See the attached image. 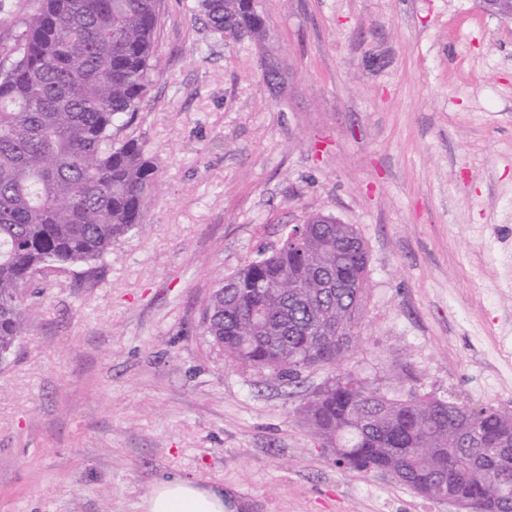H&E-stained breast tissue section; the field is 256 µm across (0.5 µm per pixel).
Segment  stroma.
<instances>
[{
    "label": "stroma",
    "instance_id": "stroma-1",
    "mask_svg": "<svg viewBox=\"0 0 512 512\" xmlns=\"http://www.w3.org/2000/svg\"><path fill=\"white\" fill-rule=\"evenodd\" d=\"M194 3L162 0L164 74L131 126L159 170L143 223L30 289L0 365V512H143L172 476L233 512H459L338 468L296 412L341 373L512 409V20L262 0L264 37L223 40ZM313 212L368 251L351 346L293 383L226 363L200 333L217 278Z\"/></svg>",
    "mask_w": 512,
    "mask_h": 512
}]
</instances>
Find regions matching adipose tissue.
<instances>
[{
  "mask_svg": "<svg viewBox=\"0 0 512 512\" xmlns=\"http://www.w3.org/2000/svg\"><path fill=\"white\" fill-rule=\"evenodd\" d=\"M144 512H226L224 493L175 478L158 484L143 504Z\"/></svg>",
  "mask_w": 512,
  "mask_h": 512,
  "instance_id": "ef3b65f1",
  "label": "adipose tissue"
}]
</instances>
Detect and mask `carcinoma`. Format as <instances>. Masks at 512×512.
Returning a JSON list of instances; mask_svg holds the SVG:
<instances>
[{"mask_svg": "<svg viewBox=\"0 0 512 512\" xmlns=\"http://www.w3.org/2000/svg\"><path fill=\"white\" fill-rule=\"evenodd\" d=\"M0 35V362L28 331L25 290L47 271L102 261L141 223L157 165L123 135L153 78L161 0H38ZM252 0H199L221 38L257 37ZM221 279L202 331L237 366L292 381L334 364L367 288L368 252L351 224L320 215ZM333 444L336 466L386 471L466 512H512L490 472L512 447V410L430 394L391 398L339 374L299 411Z\"/></svg>", "mask_w": 512, "mask_h": 512, "instance_id": "carcinoma-1", "label": "carcinoma"}]
</instances>
